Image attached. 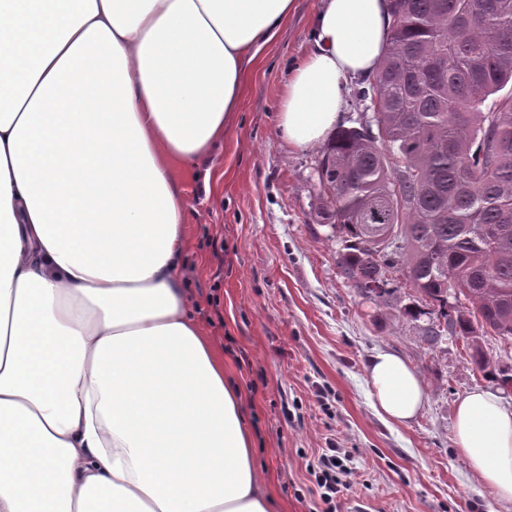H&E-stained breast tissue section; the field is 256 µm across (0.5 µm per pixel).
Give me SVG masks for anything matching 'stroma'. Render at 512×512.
Wrapping results in <instances>:
<instances>
[{
	"label": "stroma",
	"instance_id": "obj_1",
	"mask_svg": "<svg viewBox=\"0 0 512 512\" xmlns=\"http://www.w3.org/2000/svg\"><path fill=\"white\" fill-rule=\"evenodd\" d=\"M320 5L295 0L249 65L223 143L181 177L191 314L223 351L224 377L244 399L277 512H320L306 467L330 446L353 456L337 512L356 499L376 512H512L453 439L456 401L492 379L468 362L461 340L429 351L418 320L350 287L337 267L340 245L312 211L319 151L280 138L277 105L296 60L313 47ZM379 351L399 354L426 385L408 424H386L374 410L365 365Z\"/></svg>",
	"mask_w": 512,
	"mask_h": 512
}]
</instances>
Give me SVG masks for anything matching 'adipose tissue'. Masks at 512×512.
<instances>
[{
  "mask_svg": "<svg viewBox=\"0 0 512 512\" xmlns=\"http://www.w3.org/2000/svg\"><path fill=\"white\" fill-rule=\"evenodd\" d=\"M294 0H0V512H272L240 392L189 314L182 171L223 142ZM389 0H322L278 110L322 145L372 74ZM378 414L427 397L371 356ZM470 471L512 504V407L455 405Z\"/></svg>",
  "mask_w": 512,
  "mask_h": 512,
  "instance_id": "ef3b65f1",
  "label": "adipose tissue"
}]
</instances>
